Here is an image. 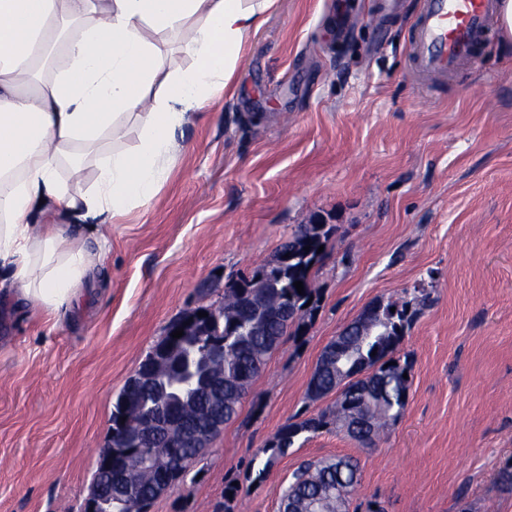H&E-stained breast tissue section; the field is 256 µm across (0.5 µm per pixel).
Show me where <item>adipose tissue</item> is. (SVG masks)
<instances>
[{"mask_svg":"<svg viewBox=\"0 0 512 512\" xmlns=\"http://www.w3.org/2000/svg\"><path fill=\"white\" fill-rule=\"evenodd\" d=\"M279 0H0V267L9 291L52 319L77 306L94 258L72 224H34L51 200L92 218L150 203L168 181L175 133L216 88L234 89L246 42ZM74 23L69 66L42 80L34 61ZM179 37L191 63L168 70L161 42ZM139 144L124 148L131 125ZM98 170L72 194L63 168Z\"/></svg>","mask_w":512,"mask_h":512,"instance_id":"ef3b65f1","label":"adipose tissue"}]
</instances>
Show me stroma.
Here are the masks:
<instances>
[{"label":"stroma","instance_id":"stroma-1","mask_svg":"<svg viewBox=\"0 0 512 512\" xmlns=\"http://www.w3.org/2000/svg\"><path fill=\"white\" fill-rule=\"evenodd\" d=\"M421 0H280L245 46L234 96L176 132L168 182L120 220L83 308L42 321L0 299V512H83L118 394L172 321L219 305L298 225L335 227L315 319L286 337L184 481L150 512H278L306 460L352 456L349 512H512V43L490 25L476 61L423 82L408 65ZM419 307L400 347L408 403L377 446L303 434L263 483L252 460L316 414L322 348L369 305Z\"/></svg>","mask_w":512,"mask_h":512}]
</instances>
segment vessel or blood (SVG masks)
<instances>
[{"label":"vessel or blood","instance_id":"vessel-or-blood-1","mask_svg":"<svg viewBox=\"0 0 512 512\" xmlns=\"http://www.w3.org/2000/svg\"><path fill=\"white\" fill-rule=\"evenodd\" d=\"M496 0H422L408 55L420 77L445 76L473 61Z\"/></svg>","mask_w":512,"mask_h":512}]
</instances>
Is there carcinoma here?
<instances>
[{
    "mask_svg": "<svg viewBox=\"0 0 512 512\" xmlns=\"http://www.w3.org/2000/svg\"><path fill=\"white\" fill-rule=\"evenodd\" d=\"M333 233L329 224H301L284 240L268 264L237 284L224 285V302L218 307L202 306L190 311L168 327H187L192 331L187 342L207 355L220 342L224 353L212 361L213 376H224V400L217 403L207 392L205 368L196 370L199 387L196 408L186 413L182 424L192 425L206 416L236 419L242 400L265 366L269 356L279 347L291 329H300L319 308V297L312 287L315 267L323 254L318 248ZM310 250H304V247ZM301 281L304 294L294 282ZM206 312L205 318L198 313ZM416 315L409 303L377 301L344 326L322 350L307 387L311 401L331 394L336 401L315 416L281 427L270 446L256 455L259 459L256 478H267L275 462L304 433L316 434L332 427L346 429L348 435L363 445L372 446L380 434L395 421L405 408L410 380L403 377L412 370L408 356L399 355L406 330ZM353 369H371L369 383H354L337 391L340 375ZM142 398L147 402L163 399L174 408L179 394V378L168 376L143 383ZM125 392H120L112 410V429L126 431ZM358 411L370 421L367 431H354L349 420ZM166 434L157 431L144 439H131L124 448L113 449L112 471L103 466L98 456L91 493L108 497V475H126L132 491L125 496H112V512H149L155 491L163 483L180 482L185 474L169 469ZM359 465L351 457H333L301 464L293 472V481L282 491L281 499L293 498L298 512H337L340 495L358 485Z\"/></svg>",
    "mask_w": 512,
    "mask_h": 512,
    "instance_id": "1",
    "label": "carcinoma"
}]
</instances>
